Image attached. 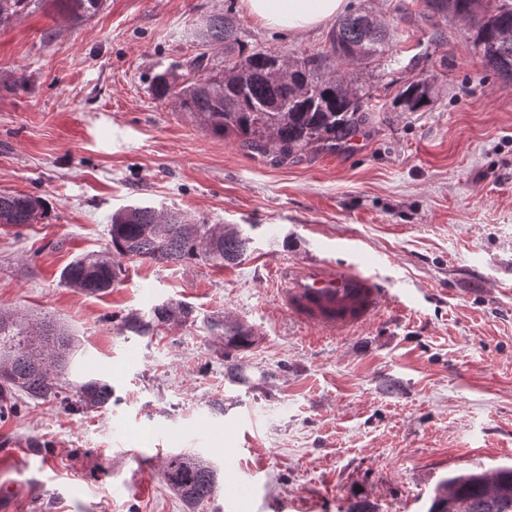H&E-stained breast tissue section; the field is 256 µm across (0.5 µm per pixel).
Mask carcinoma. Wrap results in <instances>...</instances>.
Here are the masks:
<instances>
[{"label": "carcinoma", "instance_id": "1", "mask_svg": "<svg viewBox=\"0 0 512 512\" xmlns=\"http://www.w3.org/2000/svg\"><path fill=\"white\" fill-rule=\"evenodd\" d=\"M466 0H428L438 13H448L468 27L472 45L492 70L512 75V0H497L484 18L465 13ZM50 6L75 23L95 15L102 0H0V27H5L33 9ZM195 37L210 46H224V55L197 54L185 68L199 74L189 80L171 67L156 76L153 91L172 98L180 112L199 121L212 134L234 135L240 145L283 162L305 150L341 148L362 121L364 105L343 81L319 78L321 61L315 57L302 66L280 62L274 55L248 48L222 13L209 15L204 30ZM350 50L355 60H373L391 52L390 33L371 25L368 15L354 13L336 24L329 53L347 61L342 52ZM248 67L245 83L224 77L240 63ZM417 79L407 82L399 95L400 105L418 112L428 105V89L415 91ZM41 197L0 189V224H34L43 215ZM112 247L80 257L62 273L63 283L80 293L104 292L118 281L125 260L177 266L201 261L216 266L234 265L248 253L251 238L237 225L201 224L177 211H161L147 204L118 209L110 218ZM192 310L182 303H166L153 309L151 318L125 317L124 326L146 335L159 324L182 325ZM211 330L224 337V367L234 383L246 380L244 367L233 353L250 347L253 332L233 320L216 318ZM73 343L64 330L48 323H32L19 313H0V415L15 411L13 391L19 389L33 400L58 397V371L67 363ZM112 388L98 381L79 386L73 397L65 398L68 409L83 412L103 406ZM166 484L191 508L209 500L217 486V473L203 459L186 454L169 456L163 466ZM427 512H512V466H501L492 474L451 473L434 488Z\"/></svg>", "mask_w": 512, "mask_h": 512}]
</instances>
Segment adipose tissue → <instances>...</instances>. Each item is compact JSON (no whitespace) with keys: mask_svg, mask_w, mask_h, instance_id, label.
Masks as SVG:
<instances>
[{"mask_svg":"<svg viewBox=\"0 0 512 512\" xmlns=\"http://www.w3.org/2000/svg\"><path fill=\"white\" fill-rule=\"evenodd\" d=\"M347 0H241L244 11L259 25L305 33L343 13Z\"/></svg>","mask_w":512,"mask_h":512,"instance_id":"ef3b65f1","label":"adipose tissue"}]
</instances>
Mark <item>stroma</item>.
<instances>
[{"label": "stroma", "instance_id": "1", "mask_svg": "<svg viewBox=\"0 0 512 512\" xmlns=\"http://www.w3.org/2000/svg\"><path fill=\"white\" fill-rule=\"evenodd\" d=\"M398 31L402 69L329 57L335 28L261 27L240 0H104L75 25L50 8L0 29V189L41 196L35 224H0V310L67 330L62 396L91 379L112 398L80 414L16 392L0 420V489L17 512H427L454 471L512 463V78L461 23L425 0H349ZM223 13L251 48L361 90L345 148L283 163L214 136L156 97L154 76L202 52L188 38ZM430 103L405 112V82ZM253 226L224 268L124 262L108 292L60 276L110 245L127 205ZM327 257L374 265L387 290L364 327L329 338L289 315L277 270ZM167 300L192 322L149 334L131 313ZM222 316L255 331L224 375ZM185 453L211 462L214 495L189 508L162 476Z\"/></svg>", "mask_w": 512, "mask_h": 512}]
</instances>
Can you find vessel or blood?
<instances>
[{"label": "vessel or blood", "mask_w": 512, "mask_h": 512, "mask_svg": "<svg viewBox=\"0 0 512 512\" xmlns=\"http://www.w3.org/2000/svg\"><path fill=\"white\" fill-rule=\"evenodd\" d=\"M283 282L282 304L288 312L328 332L367 324L382 300L374 276L341 270L325 260L290 267Z\"/></svg>", "instance_id": "1"}]
</instances>
